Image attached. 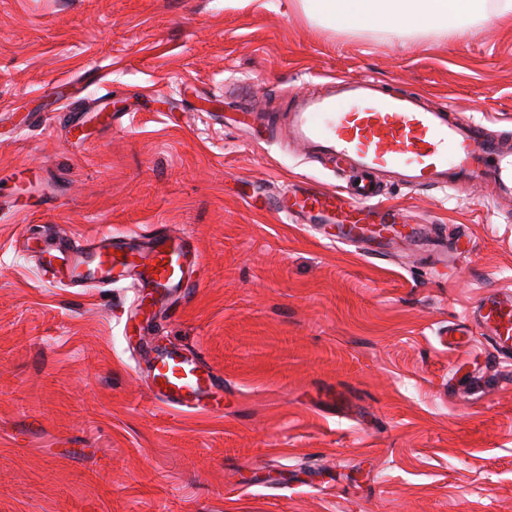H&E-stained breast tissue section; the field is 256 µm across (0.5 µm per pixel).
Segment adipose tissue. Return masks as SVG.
I'll return each instance as SVG.
<instances>
[{
  "mask_svg": "<svg viewBox=\"0 0 512 512\" xmlns=\"http://www.w3.org/2000/svg\"><path fill=\"white\" fill-rule=\"evenodd\" d=\"M310 19L340 30L379 29L399 35L465 31L512 15V0H301Z\"/></svg>",
  "mask_w": 512,
  "mask_h": 512,
  "instance_id": "obj_1",
  "label": "adipose tissue"
}]
</instances>
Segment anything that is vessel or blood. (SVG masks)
Returning <instances> with one entry per match:
<instances>
[{
	"label": "vessel or blood",
	"instance_id": "1",
	"mask_svg": "<svg viewBox=\"0 0 512 512\" xmlns=\"http://www.w3.org/2000/svg\"><path fill=\"white\" fill-rule=\"evenodd\" d=\"M239 122L270 140L287 131L308 155L344 160L358 178L352 193L307 182L274 198L273 211L287 220L325 225L329 242H360L375 257L392 241L411 240L425 230L400 221L394 209L377 206L381 183L445 190L489 182L500 196L512 197L511 135L368 76L336 79L322 92L291 94L281 111L251 105ZM41 261L68 288L129 284L153 289L156 300L165 302L195 286L201 255L191 235L152 224L129 235L61 237L42 249ZM473 320L490 345L512 352V293L485 297ZM139 355L147 388L164 407L184 413L223 407L224 379L200 351L160 348L145 339Z\"/></svg>",
	"mask_w": 512,
	"mask_h": 512
}]
</instances>
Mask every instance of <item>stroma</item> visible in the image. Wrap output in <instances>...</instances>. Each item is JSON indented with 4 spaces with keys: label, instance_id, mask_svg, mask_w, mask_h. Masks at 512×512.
Returning <instances> with one entry per match:
<instances>
[{
    "label": "stroma",
    "instance_id": "stroma-1",
    "mask_svg": "<svg viewBox=\"0 0 512 512\" xmlns=\"http://www.w3.org/2000/svg\"><path fill=\"white\" fill-rule=\"evenodd\" d=\"M361 75L512 132V17L397 36L316 24L296 0H0V171L58 199L15 210L0 178V512H512V364L475 326L448 346L512 291V203L389 188L460 254L372 257L269 208L352 173L226 121L238 85L282 106ZM151 224L190 232L202 267L136 315L129 288L59 286L19 244ZM146 324L205 354L223 411L151 398L132 354Z\"/></svg>",
    "mask_w": 512,
    "mask_h": 512
}]
</instances>
